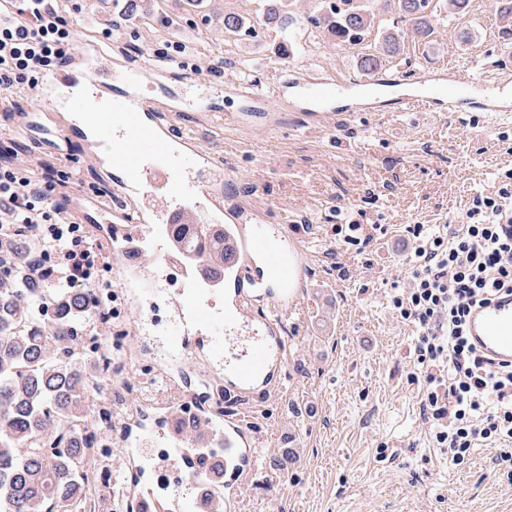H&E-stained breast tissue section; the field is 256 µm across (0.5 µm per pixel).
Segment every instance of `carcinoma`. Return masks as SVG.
Masks as SVG:
<instances>
[{
    "mask_svg": "<svg viewBox=\"0 0 512 512\" xmlns=\"http://www.w3.org/2000/svg\"><path fill=\"white\" fill-rule=\"evenodd\" d=\"M293 0H258L260 15L280 18ZM322 13L309 16L311 29L339 43L357 46L370 36L376 16L361 0H323ZM399 11L425 40L434 31L438 8L462 14L469 0H397ZM224 30L246 39L254 25L239 15L224 16ZM17 230L0 252V512H80L81 461L90 444L89 398L100 394V364L107 356H82L88 327L101 317L93 289L64 288L53 279L38 285L17 270L13 258L25 251Z\"/></svg>",
    "mask_w": 512,
    "mask_h": 512,
    "instance_id": "cac0c4a2",
    "label": "carcinoma"
}]
</instances>
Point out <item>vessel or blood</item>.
<instances>
[{
	"label": "vessel or blood",
	"instance_id": "b4317fda",
	"mask_svg": "<svg viewBox=\"0 0 512 512\" xmlns=\"http://www.w3.org/2000/svg\"><path fill=\"white\" fill-rule=\"evenodd\" d=\"M82 63L54 70L40 83V96L62 82H81L106 93L105 107L88 98L67 101L65 110L82 121L44 123L26 114L21 124L34 143L69 152L72 137L94 144L107 180L122 195H156L153 206L136 214L112 208L101 212L112 227L113 247L107 257L140 271L150 265L144 291L151 308L166 307L155 332L164 336L169 359L187 362L206 350L212 366L224 373L225 394L263 393L279 386L287 361V342L279 326L303 292L304 250L282 225L268 223L261 208L224 192V159L199 152L194 134L174 129L173 100L154 97V88L184 77V67H143L116 62L112 46L97 37L82 39ZM302 87L313 99L331 97L340 84L328 78H306ZM455 106L446 87L402 99L403 108L432 110L434 102ZM223 225V306L212 295L193 289L197 271L211 250L196 248L192 263L178 261L169 241L151 246L143 241L154 224ZM469 339L482 354L501 364L512 363V295H500L475 308L467 326ZM171 408L161 431L137 435L141 458L167 455L153 468L154 480L119 504L117 512H238L240 493L256 474L262 443L248 410L214 418L204 396L186 402L174 381L160 383Z\"/></svg>",
	"mask_w": 512,
	"mask_h": 512
}]
</instances>
